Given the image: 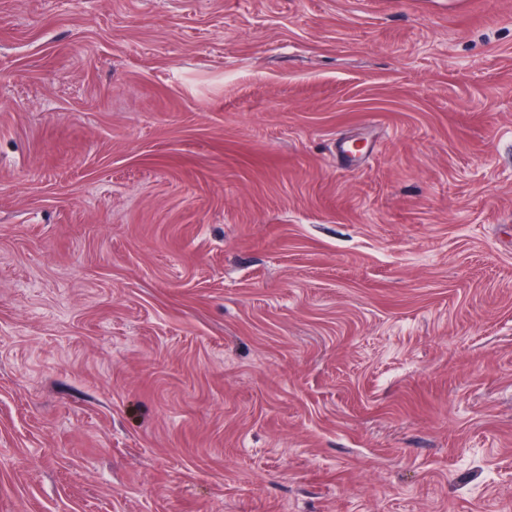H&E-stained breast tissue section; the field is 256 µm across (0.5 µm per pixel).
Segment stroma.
Wrapping results in <instances>:
<instances>
[{
	"mask_svg": "<svg viewBox=\"0 0 512 512\" xmlns=\"http://www.w3.org/2000/svg\"><path fill=\"white\" fill-rule=\"evenodd\" d=\"M0 512H512V0H0Z\"/></svg>",
	"mask_w": 512,
	"mask_h": 512,
	"instance_id": "1",
	"label": "stroma"
}]
</instances>
